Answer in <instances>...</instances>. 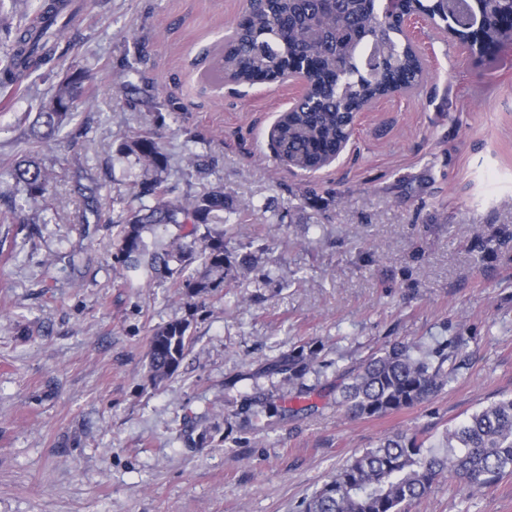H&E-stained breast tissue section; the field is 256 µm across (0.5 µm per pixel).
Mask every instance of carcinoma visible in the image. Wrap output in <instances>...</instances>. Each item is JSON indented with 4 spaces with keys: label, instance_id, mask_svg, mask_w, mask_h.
I'll list each match as a JSON object with an SVG mask.
<instances>
[{
    "label": "carcinoma",
    "instance_id": "1",
    "mask_svg": "<svg viewBox=\"0 0 512 512\" xmlns=\"http://www.w3.org/2000/svg\"><path fill=\"white\" fill-rule=\"evenodd\" d=\"M28 8L16 27L0 34V111L15 105L25 80L63 58L62 39L89 0H24ZM500 0H483L482 40L486 48L512 50V13L501 14ZM405 11H421L437 29L444 12L463 24L472 21L468 0H405ZM297 58L315 84L285 119L276 140L278 153L317 168L346 137L351 113L360 112L394 89L411 94L421 86L423 62L406 37L387 0H262L245 7L233 41L222 49L211 76L248 84L275 74ZM93 95L86 71L63 74L53 94L28 105L35 111L28 136L50 141L72 122ZM117 155L138 167V205L112 221L118 237L115 263L125 270L145 268L171 279L190 299L224 287L232 266L224 247V225L237 211L215 184L175 194L169 182V156L150 132L124 134ZM55 177L37 153L24 151L0 175V200L9 202L0 219L20 223L17 194L48 202ZM161 229L169 241L149 251L145 233ZM190 322L176 320L150 338V378L160 383L178 370L189 347ZM453 355L438 348L415 356L405 344H391L348 372L337 387L336 404L353 419L377 418L422 404L448 383L445 364ZM304 347L269 362L273 371L294 376L306 367ZM474 490L512 476V397L501 399L446 430L438 447L416 433H396L353 455L309 499L301 512H406L444 475Z\"/></svg>",
    "mask_w": 512,
    "mask_h": 512
}]
</instances>
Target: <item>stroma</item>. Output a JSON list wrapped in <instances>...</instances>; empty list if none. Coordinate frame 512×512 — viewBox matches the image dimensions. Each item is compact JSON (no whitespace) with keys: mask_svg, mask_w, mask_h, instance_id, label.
<instances>
[{"mask_svg":"<svg viewBox=\"0 0 512 512\" xmlns=\"http://www.w3.org/2000/svg\"><path fill=\"white\" fill-rule=\"evenodd\" d=\"M244 6L95 0L68 54L0 112L1 171L27 147L29 103L67 68L92 78L90 102L41 148L55 199L0 223V512H296L382 435L435 445L512 396V52L477 60L423 29L424 88L378 101L340 159L304 175L268 139L297 87L228 96L207 74ZM147 128L177 194L219 182L240 215L224 242L251 271L191 300L113 263L107 219L137 172L117 139ZM192 152L210 167L188 179ZM96 183L102 217L86 222L81 193ZM181 319L188 353L153 383L151 334ZM392 343L454 346L456 370L429 402L346 419L339 374ZM303 345L317 359L301 376L269 372ZM302 387L314 409L295 401ZM270 402L283 413L263 412ZM408 512H512V477L480 491L442 480Z\"/></svg>","mask_w":512,"mask_h":512,"instance_id":"obj_1","label":"stroma"}]
</instances>
